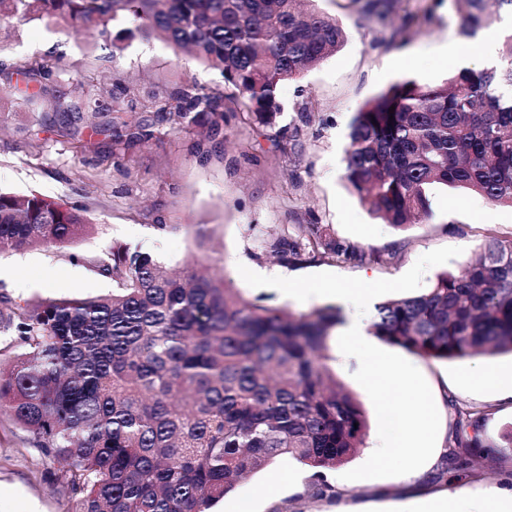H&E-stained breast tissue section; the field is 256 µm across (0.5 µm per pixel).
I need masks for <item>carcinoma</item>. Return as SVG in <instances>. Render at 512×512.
<instances>
[{"instance_id": "cac0c4a2", "label": "carcinoma", "mask_w": 512, "mask_h": 512, "mask_svg": "<svg viewBox=\"0 0 512 512\" xmlns=\"http://www.w3.org/2000/svg\"><path fill=\"white\" fill-rule=\"evenodd\" d=\"M314 0H0V20H39L74 37L95 29L115 53L136 38L160 37L220 72L226 94L197 84L155 101L130 119L126 86L116 76L108 100L65 98L56 66L0 63V86L21 104L50 111L59 136L82 152L147 147L192 127L206 133L191 153H217L226 113L262 124L281 114L278 91L319 65L344 42L336 19ZM397 0H350L404 45L415 23H394ZM469 38L512 15V0H455ZM126 19L113 34L108 25ZM395 107L394 114L389 108ZM378 125H373V122ZM344 177L360 200L398 230L430 213L435 184L465 188L512 207V34L499 65L456 71L441 85L402 80L357 112ZM88 205L39 194L0 191V254L87 234ZM284 267L312 260L364 264L382 260L330 236L319 224L264 241ZM112 281L92 298L18 301L0 294V338L17 350L0 368V413L30 443L57 459V480L72 512H211L235 485L291 457L314 469L320 493L336 496L327 472L365 445L363 403L327 364L330 330L342 323L331 306L293 316L259 305L191 268L168 274L139 248L114 245L89 260ZM371 333L424 358L465 359L512 353V240L489 238L476 259L442 273L425 293L375 306ZM456 427L474 435L454 455L474 466L480 410L455 408Z\"/></svg>"}]
</instances>
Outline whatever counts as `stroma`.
<instances>
[{"label": "stroma", "mask_w": 512, "mask_h": 512, "mask_svg": "<svg viewBox=\"0 0 512 512\" xmlns=\"http://www.w3.org/2000/svg\"><path fill=\"white\" fill-rule=\"evenodd\" d=\"M316 6L342 25L344 44L301 78L282 83L284 113L275 125L229 119L223 158L206 163L190 154L191 133L179 132L127 151L122 168H114L111 157L84 156L59 141L41 126L40 112L18 107L12 90L0 89V190L88 204L95 227L71 244L1 254L0 291L33 300L109 294L111 280L96 274L88 260L112 245L129 244L173 270L201 259L246 298L298 315L323 302L293 300L289 289L313 291L329 277L342 288L376 289L380 302L416 295L437 274L464 268L488 237L512 239V208L441 185L429 191V216L395 230L359 200L343 176L351 123L367 100L402 79L445 82L453 69L437 53L443 43L471 50L472 41L460 34L454 0H400L398 16L417 19L403 46L389 43L349 0H317ZM103 44L100 34L73 40L41 21L0 23V63L20 67L55 57L61 86L71 95L106 99L110 78L117 75L126 81V104L140 113L151 111V95L162 88L185 82L224 87L218 71L163 41L136 39L113 55ZM398 56L405 64L394 65ZM304 112L311 113L312 123L300 146L288 149L290 128ZM161 222L176 225V232L158 233ZM294 224H320L340 242L368 252L394 247L398 256L389 264L336 259L286 268L264 253L261 242L287 234ZM253 266L265 270L268 281L252 279ZM327 354L337 379L358 396L369 418L364 448L331 472L336 496L320 494L305 466L283 458L241 482L217 512H234L241 504L249 512H335L340 506L346 512H390L401 502L436 497L462 498L473 512H486L489 490L512 485V398L473 380L475 373L492 374L511 364V354L439 361L373 340V358L410 370L422 382V426L432 454L445 455L453 445L455 406L486 412L485 450L471 471L443 477L438 467L421 463L410 481L371 460L388 421L361 358L340 357L333 344ZM58 469L57 461L31 447L26 433L0 414V512H71L68 492L51 479ZM276 474L284 475V483L272 484Z\"/></svg>", "instance_id": "obj_1"}]
</instances>
